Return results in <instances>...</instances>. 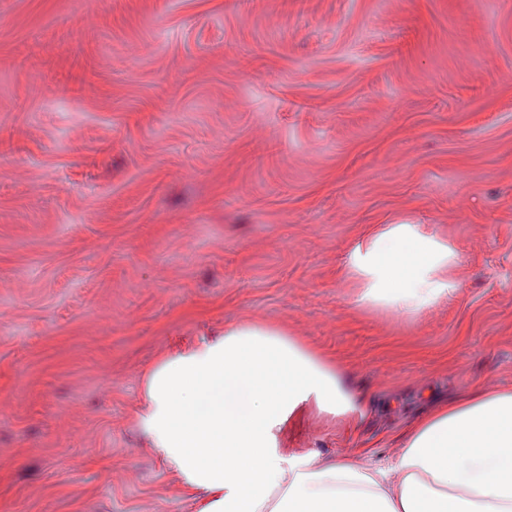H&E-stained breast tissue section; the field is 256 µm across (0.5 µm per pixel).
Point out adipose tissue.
<instances>
[{
	"instance_id": "1",
	"label": "adipose tissue",
	"mask_w": 512,
	"mask_h": 512,
	"mask_svg": "<svg viewBox=\"0 0 512 512\" xmlns=\"http://www.w3.org/2000/svg\"><path fill=\"white\" fill-rule=\"evenodd\" d=\"M456 251L415 224L357 244L345 276L359 308L410 321L453 301ZM141 423L200 512H512V389L485 388L433 407L380 465L319 463L282 448L307 408L360 418L343 366L282 328L244 322L154 366Z\"/></svg>"
}]
</instances>
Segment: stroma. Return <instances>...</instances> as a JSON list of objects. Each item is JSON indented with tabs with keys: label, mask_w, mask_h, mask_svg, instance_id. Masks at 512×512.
Listing matches in <instances>:
<instances>
[{
	"label": "stroma",
	"mask_w": 512,
	"mask_h": 512,
	"mask_svg": "<svg viewBox=\"0 0 512 512\" xmlns=\"http://www.w3.org/2000/svg\"><path fill=\"white\" fill-rule=\"evenodd\" d=\"M387 224L453 302L352 304ZM238 321L343 363L364 417L285 439L322 462L512 387V0H0V512H198L145 373Z\"/></svg>",
	"instance_id": "35a3bbf8"
}]
</instances>
